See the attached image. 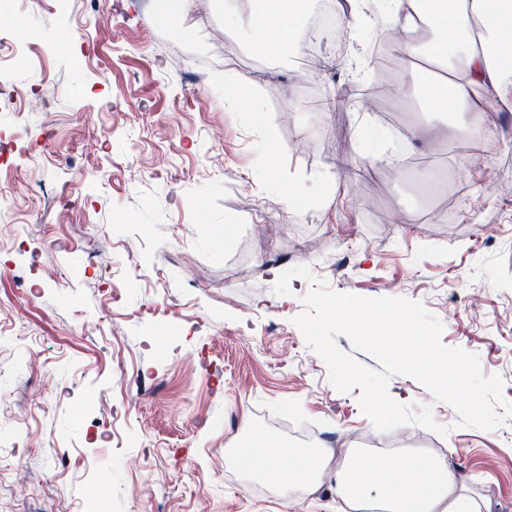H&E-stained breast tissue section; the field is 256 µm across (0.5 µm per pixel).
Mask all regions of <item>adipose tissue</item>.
<instances>
[{"mask_svg":"<svg viewBox=\"0 0 512 512\" xmlns=\"http://www.w3.org/2000/svg\"><path fill=\"white\" fill-rule=\"evenodd\" d=\"M309 0H249L247 14L228 4L219 19L226 41L240 24L248 44L264 59L282 57L299 32ZM380 15L392 21L409 55L427 59L447 72L445 82L398 87L417 96L426 112L484 111L488 99L512 112V52L503 50L512 35V0H378ZM431 39L418 43L419 27ZM282 452L271 435L252 436L248 446L231 449L227 462L247 479L257 478L286 501H300L330 487L348 512H483L473 486L478 478L460 473L447 459L421 453L381 458L366 452L333 462L328 450L294 453V465H280Z\"/></svg>","mask_w":512,"mask_h":512,"instance_id":"ef3b65f1","label":"adipose tissue"}]
</instances>
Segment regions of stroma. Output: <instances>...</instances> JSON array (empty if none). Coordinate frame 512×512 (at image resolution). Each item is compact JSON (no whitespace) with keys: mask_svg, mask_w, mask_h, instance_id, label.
I'll use <instances>...</instances> for the list:
<instances>
[{"mask_svg":"<svg viewBox=\"0 0 512 512\" xmlns=\"http://www.w3.org/2000/svg\"><path fill=\"white\" fill-rule=\"evenodd\" d=\"M224 2L157 28L155 0H49L0 32L28 45L0 78V192L25 226L19 241L0 231V512H339L329 487L287 503L224 472L261 409L316 424L337 459L375 432L360 388L338 391L293 323L316 281L421 302L512 402V112L491 117L493 148L473 163L447 116L384 93L411 72L397 42L392 72L374 63L389 21L281 63L214 40ZM227 69L262 111L225 109L213 76ZM31 86L45 106L15 123ZM269 166L305 213L267 185ZM299 265L311 279L275 294L272 268ZM387 390L429 407L446 429L434 455L512 512L505 402L483 430L414 378Z\"/></svg>","mask_w":512,"mask_h":512,"instance_id":"35a3bbf8","label":"stroma"}]
</instances>
